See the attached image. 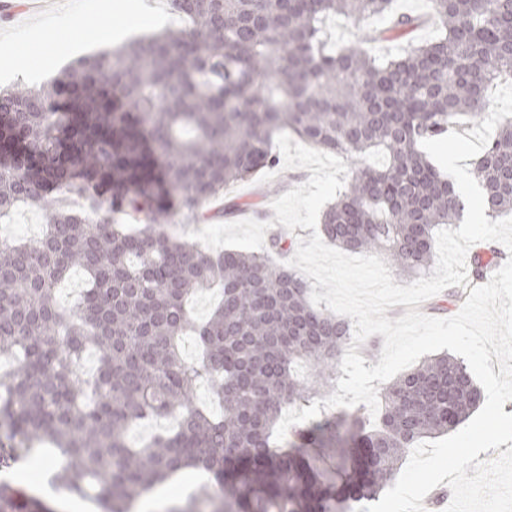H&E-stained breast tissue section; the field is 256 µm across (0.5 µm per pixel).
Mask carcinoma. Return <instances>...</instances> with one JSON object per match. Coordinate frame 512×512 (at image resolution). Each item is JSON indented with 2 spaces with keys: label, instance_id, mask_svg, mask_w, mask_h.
Instances as JSON below:
<instances>
[{
  "label": "carcinoma",
  "instance_id": "cac0c4a2",
  "mask_svg": "<svg viewBox=\"0 0 512 512\" xmlns=\"http://www.w3.org/2000/svg\"><path fill=\"white\" fill-rule=\"evenodd\" d=\"M169 2L188 26L87 55L38 89L0 90V218L25 206L47 224L35 244L0 241V357L12 360L0 373V449L17 465L54 445L51 486L91 495L101 512H132L188 471L205 478L201 491L166 512H366L409 448L479 406L466 365L428 356L384 389L374 422L360 408L323 412L294 430L295 451L277 447L282 411L337 384L351 322L315 307L302 276L267 254L172 237L171 203L205 219L225 189L275 165L273 139L287 131L350 163L324 214L330 243L428 268L435 229L463 206L421 142L484 117L489 87L512 78V0H430L439 36L383 62L375 46L421 24L392 0ZM331 14L387 25L334 50ZM473 175L486 216L512 213L511 118ZM116 212L143 227L122 229ZM491 265L475 258L468 284ZM73 267L89 284L67 311L55 290ZM216 283L222 298L198 323L189 299ZM189 333L203 348L195 364L179 349ZM203 382L219 417L194 401ZM169 416L174 430L129 440L133 426ZM0 512L51 510L5 474Z\"/></svg>",
  "mask_w": 512,
  "mask_h": 512
}]
</instances>
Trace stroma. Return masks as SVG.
Here are the masks:
<instances>
[{
	"label": "stroma",
	"mask_w": 512,
	"mask_h": 512,
	"mask_svg": "<svg viewBox=\"0 0 512 512\" xmlns=\"http://www.w3.org/2000/svg\"><path fill=\"white\" fill-rule=\"evenodd\" d=\"M158 15L165 26L181 24L168 0H101L96 6L91 0H19L15 10L0 13V37L13 47L0 57V87L41 85L82 56L155 32ZM310 176V170L281 164L262 170L216 200L208 220L196 224L179 217L170 231L210 251H264L282 229L273 200Z\"/></svg>",
	"instance_id": "obj_1"
}]
</instances>
